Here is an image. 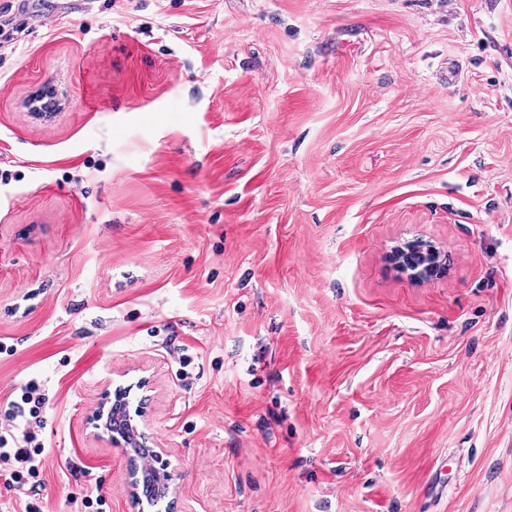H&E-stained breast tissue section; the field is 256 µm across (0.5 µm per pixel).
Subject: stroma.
<instances>
[{"label":"stroma","instance_id":"stroma-1","mask_svg":"<svg viewBox=\"0 0 512 512\" xmlns=\"http://www.w3.org/2000/svg\"><path fill=\"white\" fill-rule=\"evenodd\" d=\"M104 1L26 0L0 66V403L45 384L46 512H512V0ZM113 385L157 507L89 422ZM435 253L433 247L428 245L426 242H419L415 244L411 251L406 254V262L412 267H417L418 275L413 276L415 279H423L422 274L430 275L441 269V266H437L432 262H429L430 255ZM138 413H142V411L139 409ZM137 412H134L135 415H130L129 411H128V416L129 418L131 419L130 420V424L131 426L133 427V429L135 430L136 433H138L139 437H140V445L142 448H145L144 450V457L146 458V460L149 461V463L151 464L152 468L154 469V477L155 479L158 481V483H160L161 481L163 482H168L171 480V476L169 473H160L157 468H155L152 464L153 461H159L161 459V450L162 448H153V446L149 445V436H147L145 433H142V432H139L138 430V422L137 420L135 419V417H139V414ZM131 421H133L134 425H132Z\"/></svg>","mask_w":512,"mask_h":512}]
</instances>
